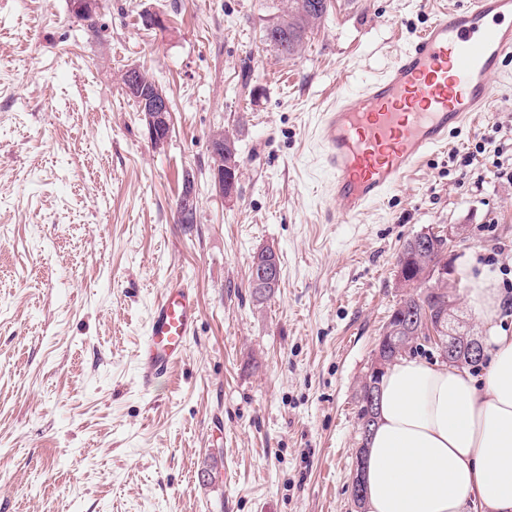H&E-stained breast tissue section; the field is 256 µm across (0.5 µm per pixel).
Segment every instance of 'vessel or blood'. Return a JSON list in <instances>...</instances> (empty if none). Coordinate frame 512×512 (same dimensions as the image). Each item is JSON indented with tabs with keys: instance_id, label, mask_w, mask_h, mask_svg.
Returning a JSON list of instances; mask_svg holds the SVG:
<instances>
[{
	"instance_id": "obj_1",
	"label": "vessel or blood",
	"mask_w": 512,
	"mask_h": 512,
	"mask_svg": "<svg viewBox=\"0 0 512 512\" xmlns=\"http://www.w3.org/2000/svg\"><path fill=\"white\" fill-rule=\"evenodd\" d=\"M510 58L512 0H471L436 15L358 92L337 87L316 131L331 174L333 222L356 223L429 154L445 148L452 132L486 111L492 78ZM198 316L192 289L171 280L153 306L138 352L143 386L182 357Z\"/></svg>"
}]
</instances>
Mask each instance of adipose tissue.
<instances>
[{"mask_svg": "<svg viewBox=\"0 0 512 512\" xmlns=\"http://www.w3.org/2000/svg\"><path fill=\"white\" fill-rule=\"evenodd\" d=\"M470 305L489 322L481 375L402 357L386 370L363 469L364 512H512V332L504 298L471 276Z\"/></svg>", "mask_w": 512, "mask_h": 512, "instance_id": "1", "label": "adipose tissue"}]
</instances>
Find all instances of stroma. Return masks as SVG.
Segmentation results:
<instances>
[{
    "mask_svg": "<svg viewBox=\"0 0 512 512\" xmlns=\"http://www.w3.org/2000/svg\"><path fill=\"white\" fill-rule=\"evenodd\" d=\"M464 2L330 0L286 59L263 40L280 0H106L95 40L68 0H0V512H356L358 388L405 241L464 225L451 280L487 268L512 331V61L486 114L360 223L327 221L315 130L337 84L357 92ZM132 66L176 115L163 149L122 88ZM220 130L241 158L224 199ZM188 173L197 221L180 224ZM266 248L281 280L260 304ZM175 277L196 333L145 388L137 352ZM221 139H217V141H212L210 150L213 159V164L216 163V158L224 156V166L213 165V180L214 186L216 189V193L219 197H224V174L225 177L231 176L234 179V182L230 184L231 187L235 188L237 192L239 189V171L241 166V160L238 154V149L236 147V142L238 138L236 134L233 132L229 134V132H223ZM254 259L255 256L253 257L252 263ZM252 272V285L250 282V286L253 290V294L257 301H263L267 299L274 292L275 289H264L265 292H263L261 288H264L266 286L277 288V286L279 285V280L278 283L275 284L274 268L270 264L262 262L259 258L255 259V262L252 266Z\"/></svg>",
    "mask_w": 512,
    "mask_h": 512,
    "instance_id": "stroma-1",
    "label": "stroma"
}]
</instances>
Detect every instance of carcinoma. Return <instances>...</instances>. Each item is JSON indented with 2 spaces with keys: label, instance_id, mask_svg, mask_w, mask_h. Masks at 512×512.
<instances>
[{
  "label": "carcinoma",
  "instance_id": "obj_1",
  "mask_svg": "<svg viewBox=\"0 0 512 512\" xmlns=\"http://www.w3.org/2000/svg\"><path fill=\"white\" fill-rule=\"evenodd\" d=\"M328 9L327 0H288V4L279 9L277 20L268 25L263 37L267 45L283 57H291L298 54L304 45L307 33L318 26ZM71 19L89 39H97L102 32V24L99 23V15H77ZM224 138V174L234 179L232 187L239 188V171L241 160L236 147L237 137L234 133L223 132ZM457 298V294H448V287L443 286L427 292L423 288H416L405 292L394 305L389 318L392 323L406 325L413 316L421 314L424 307L435 311V316H443V322H448V298ZM449 333L444 335V340L451 342L455 350L454 363L478 367L482 360L473 359L467 351V344L471 337L472 328L454 320V326H445ZM417 337L403 341L398 345H388V353L392 359L418 348V342H428V333L417 325Z\"/></svg>",
  "mask_w": 512,
  "mask_h": 512
}]
</instances>
